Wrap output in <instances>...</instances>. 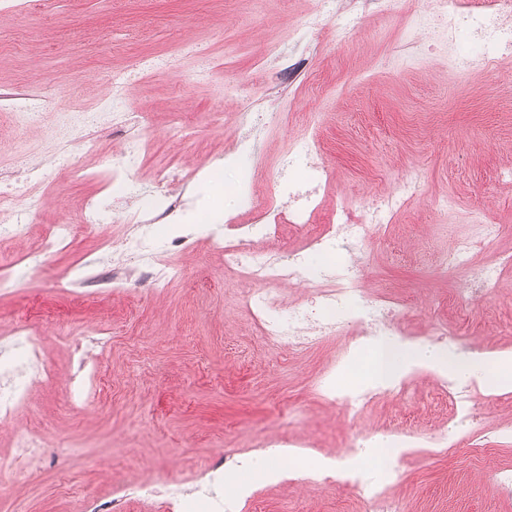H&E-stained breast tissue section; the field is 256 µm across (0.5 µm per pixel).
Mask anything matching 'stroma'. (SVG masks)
<instances>
[{
  "label": "stroma",
  "instance_id": "stroma-1",
  "mask_svg": "<svg viewBox=\"0 0 512 512\" xmlns=\"http://www.w3.org/2000/svg\"><path fill=\"white\" fill-rule=\"evenodd\" d=\"M421 5L394 0L382 14L371 0H42L34 8L0 0V95L16 98L0 107V170L36 164L45 180L17 198L29 220L20 234L0 233V266L73 218L81 200L109 216L40 267L0 282V322L25 321L55 372L49 380L28 376L31 403L0 427V468L15 474L0 483V512H83L91 495L110 504L115 485L197 474L218 448L259 455L269 436L303 444L312 474L360 435L393 444V463L405 472L391 492L400 512H512V494L495 479L512 468V391L470 384L471 421L453 416L439 378L418 372L406 376L402 395L351 417L321 387L327 379L340 395L358 388L345 369L347 332L307 350L270 345L237 308L241 285L215 246L225 214L241 208L240 167H254L255 192L268 193L280 154L295 140H308L334 171L322 222L339 200L367 204L417 167L410 206L365 244L364 296L387 286L406 299L403 331L451 325L448 296L461 276L440 267L441 257L457 237L476 234L471 210L512 227V180L502 176L512 168V89L500 82L512 76V50L500 54L497 73L474 66L456 82L449 53L431 50L428 37L411 40L408 24ZM316 10L333 26L351 23L356 39L314 49L307 21ZM274 43L301 66L290 79L266 71L263 125L240 166L225 164L242 123L224 88L256 70ZM144 57L156 60L154 70L140 72ZM116 75L128 78L119 94ZM101 112L144 121L90 126L100 157L144 137L152 149L129 169L130 184L149 187L158 167L179 161L199 172L182 188L186 209L209 221L185 225L192 250L163 253L155 281L81 301L69 276L134 264L100 247L134 230L111 179L73 180L61 160L73 149L64 125ZM443 196L456 201L446 217L431 206ZM167 264L181 266L183 277L167 278ZM81 325L106 330L112 342L89 411L69 403L71 359L61 340ZM469 333L472 352L512 349V271L493 299L473 307ZM25 427L48 449L42 467L22 470L14 460L11 432ZM253 488L239 512H364L343 484L284 478Z\"/></svg>",
  "mask_w": 512,
  "mask_h": 512
}]
</instances>
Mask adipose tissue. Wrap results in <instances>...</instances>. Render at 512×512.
Instances as JSON below:
<instances>
[{
    "label": "adipose tissue",
    "instance_id": "ef3b65f1",
    "mask_svg": "<svg viewBox=\"0 0 512 512\" xmlns=\"http://www.w3.org/2000/svg\"><path fill=\"white\" fill-rule=\"evenodd\" d=\"M353 363L374 386L427 372L453 383H477L491 394L512 391V350L461 355L442 346L378 338L367 341Z\"/></svg>",
    "mask_w": 512,
    "mask_h": 512
}]
</instances>
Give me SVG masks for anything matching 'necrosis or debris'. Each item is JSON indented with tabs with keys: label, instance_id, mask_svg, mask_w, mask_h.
<instances>
[{
	"label": "necrosis or debris",
	"instance_id": "4bbe7bcc",
	"mask_svg": "<svg viewBox=\"0 0 512 512\" xmlns=\"http://www.w3.org/2000/svg\"><path fill=\"white\" fill-rule=\"evenodd\" d=\"M413 24L421 29L440 27L442 48L454 51L463 63L472 61L491 69L496 64L492 47L512 48V0H431L430 7L417 11ZM282 167L291 176L280 181L277 193L247 196L244 212L224 220V264L252 284L240 297V307L248 312L260 336L275 346L311 348L319 338L340 330L348 319L357 325L354 339L394 335L402 318L397 298L389 294L368 301L362 298L363 243L372 232L385 229L393 215L408 204L417 173L405 175L397 190L364 208L357 209L345 202L337 204L329 224L315 232L311 226L319 210L320 191L330 179L328 169L316 161L310 144L305 141L295 143L288 150ZM179 174L180 169L175 165L157 174L147 203H132L127 215L129 223L168 224L182 214L185 203L171 187ZM97 219L95 210L88 207L80 222L54 225L38 250L22 256V263L35 267L44 257L69 248L79 224H92ZM285 223L297 229H309L303 249L339 240L348 248L350 260L333 272L305 265L300 252L282 259L253 250L256 238L279 236ZM105 246L115 252L136 253L139 263L133 268L113 266L111 274L105 276L91 275L86 278V285L108 294L113 286L127 284L132 278L152 279L157 255L148 248L141 234L109 240ZM473 247L472 239L459 238L450 255L442 260L443 265L466 271L455 297L471 305L490 297L503 268L512 265V253H508L501 257L498 266L471 270ZM312 276L324 284L318 298L308 307L280 315V286ZM82 334V339L72 343L75 371L70 402L92 407L101 391L100 358L109 351L110 343L101 330L90 326L83 327ZM10 357V349H0V365L5 368L0 374V426L10 423L16 411L30 401L29 384L17 381L13 371L5 367ZM232 464V459L224 454H215L202 482L190 488L176 481L121 484L112 493L113 512H124L128 499L150 501L157 497L164 498L166 512H181L184 500L190 497L206 501L210 512H238L242 490L229 495L224 492V470ZM404 478V471L398 467L377 476L356 468L350 483L366 512H398L390 490Z\"/></svg>",
	"mask_w": 512,
	"mask_h": 512
}]
</instances>
